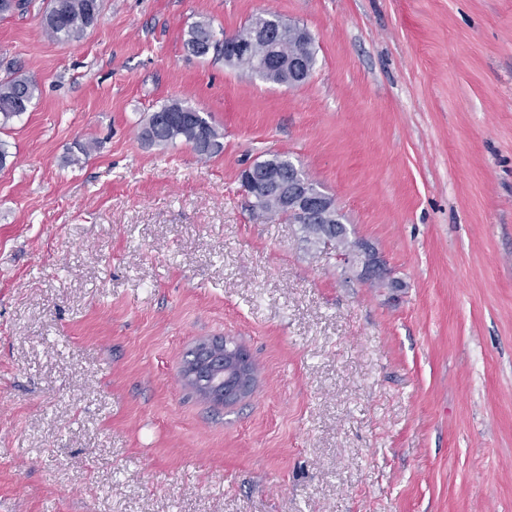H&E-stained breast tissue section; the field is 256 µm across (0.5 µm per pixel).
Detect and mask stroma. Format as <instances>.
Here are the masks:
<instances>
[{
	"label": "stroma",
	"mask_w": 512,
	"mask_h": 512,
	"mask_svg": "<svg viewBox=\"0 0 512 512\" xmlns=\"http://www.w3.org/2000/svg\"><path fill=\"white\" fill-rule=\"evenodd\" d=\"M45 0L0 16V512H512V0ZM274 13L299 86L184 39ZM185 99L202 159L139 131ZM97 147L83 153L87 141ZM285 153L405 286L353 279L240 171ZM251 354L232 405L183 383L199 341ZM41 17L47 35L55 40H76L101 17V0H49ZM313 43L304 41L301 29L297 25H290L282 29L276 30L272 36L271 42L266 49H261L260 53L263 57L260 67L266 60V65L262 70L258 68V74L266 81L276 84H286L285 75L280 66L274 65L273 56L280 59L288 50V55L293 54L301 57L308 64V72L310 73L315 65V56L313 51ZM36 90L27 77L11 74L0 79V128L29 110Z\"/></svg>",
	"instance_id": "35a3bbf8"
}]
</instances>
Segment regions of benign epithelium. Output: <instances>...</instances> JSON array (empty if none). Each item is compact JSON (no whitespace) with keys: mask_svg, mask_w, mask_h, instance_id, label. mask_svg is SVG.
I'll return each mask as SVG.
<instances>
[{"mask_svg":"<svg viewBox=\"0 0 512 512\" xmlns=\"http://www.w3.org/2000/svg\"><path fill=\"white\" fill-rule=\"evenodd\" d=\"M282 24L284 20L280 16L264 13L248 33L224 34V62L252 54L255 44L270 38L273 30ZM241 183L247 194L257 201L267 194L276 195L282 209L296 216L298 223L317 225L321 240L327 244L350 235L334 199L306 181L299 167L291 161L286 163L270 157L256 162L242 171ZM334 255L343 269L355 273L362 281L378 278L395 291L404 287L365 240L358 239L354 249H338ZM181 372L186 383L209 400L224 405L246 397L256 382L249 354L229 338L199 342L193 356L184 361Z\"/></svg>","mask_w":512,"mask_h":512,"instance_id":"1","label":"benign epithelium"}]
</instances>
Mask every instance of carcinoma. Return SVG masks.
<instances>
[{"label": "carcinoma", "instance_id": "carcinoma-1", "mask_svg": "<svg viewBox=\"0 0 512 512\" xmlns=\"http://www.w3.org/2000/svg\"><path fill=\"white\" fill-rule=\"evenodd\" d=\"M101 17V0H49L41 17V25L47 35L55 40H76L94 26ZM212 27L206 21L195 23L184 41L186 51L195 57L213 55L224 58V44L211 40ZM301 57L313 70L315 56L313 46L304 41L301 29L290 25L274 32L269 46L260 50L265 67L258 71L266 81L283 84L285 75L281 67L274 65L273 57L284 53ZM37 86L27 77L10 75L0 79V126H5L29 110ZM195 106L186 100L175 99L163 104L151 113L141 130V139L147 146H167L185 143L200 156L211 157L223 148L221 134L204 116H190Z\"/></svg>", "mask_w": 512, "mask_h": 512}]
</instances>
